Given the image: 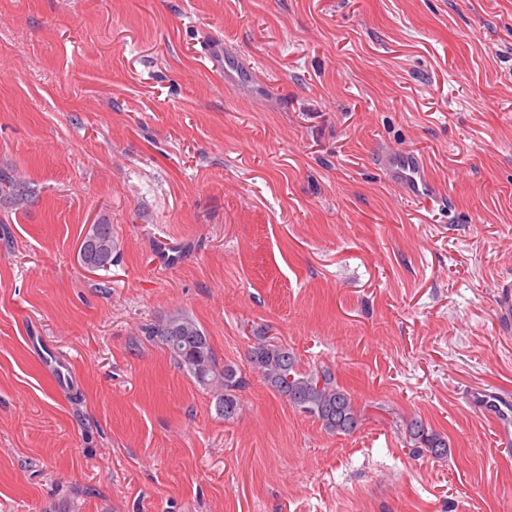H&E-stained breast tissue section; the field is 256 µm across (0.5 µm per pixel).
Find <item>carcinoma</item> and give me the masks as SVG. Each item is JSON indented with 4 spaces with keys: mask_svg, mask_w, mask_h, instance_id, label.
Segmentation results:
<instances>
[{
    "mask_svg": "<svg viewBox=\"0 0 512 512\" xmlns=\"http://www.w3.org/2000/svg\"><path fill=\"white\" fill-rule=\"evenodd\" d=\"M28 190L8 169L0 170V201L17 204L26 201ZM96 247L88 252L86 263L101 269L112 264V225L96 224L84 238ZM145 335L160 341L170 360L181 371L205 389L215 391V411L229 421L240 411L238 392L246 386L243 373L231 365L216 364L208 336L190 316L177 313L145 328ZM249 368L264 383L288 401L291 407L321 423L324 429L336 435H350L360 426L361 412L351 395L341 388L326 369L302 370L293 349L259 336L249 352ZM406 435L413 443V451L423 450L443 459L448 456V440L428 431L423 421L413 416L405 422Z\"/></svg>",
    "mask_w": 512,
    "mask_h": 512,
    "instance_id": "1",
    "label": "carcinoma"
}]
</instances>
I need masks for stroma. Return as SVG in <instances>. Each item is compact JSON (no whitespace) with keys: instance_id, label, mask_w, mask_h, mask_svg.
<instances>
[{"instance_id":"stroma-1","label":"stroma","mask_w":512,"mask_h":512,"mask_svg":"<svg viewBox=\"0 0 512 512\" xmlns=\"http://www.w3.org/2000/svg\"><path fill=\"white\" fill-rule=\"evenodd\" d=\"M0 168L31 195L0 205V512H512L467 401L512 395V0H0ZM176 312L245 369L234 420L143 336ZM259 336L360 429L248 371ZM412 416L447 458L410 453ZM390 158L399 175L397 184L405 194L431 197L432 187L425 166L418 157L393 154ZM92 241L96 247L88 252L86 263L96 269L104 268L112 263V227L108 224H95L92 232L83 242ZM256 338L247 359L249 368L295 411L336 435H350L359 428L361 412L329 370L299 369L297 356L287 344L265 336Z\"/></svg>"}]
</instances>
